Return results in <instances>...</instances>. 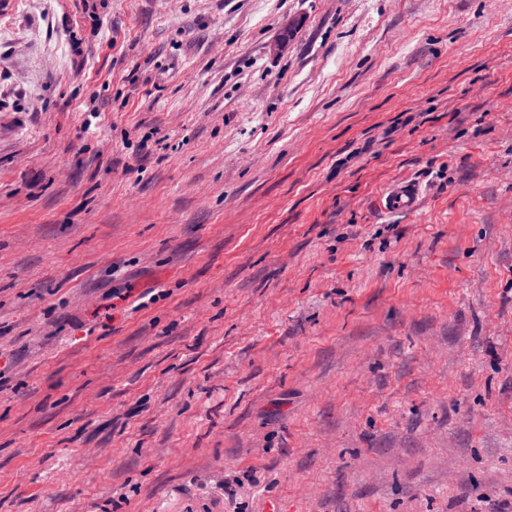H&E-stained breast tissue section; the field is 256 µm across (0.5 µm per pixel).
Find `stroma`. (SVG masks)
<instances>
[{
    "label": "stroma",
    "mask_w": 512,
    "mask_h": 512,
    "mask_svg": "<svg viewBox=\"0 0 512 512\" xmlns=\"http://www.w3.org/2000/svg\"><path fill=\"white\" fill-rule=\"evenodd\" d=\"M4 366L0 512H512V0H0ZM420 200L419 187L412 181L401 180L384 189L377 199V208L384 214H411L418 209Z\"/></svg>",
    "instance_id": "obj_1"
}]
</instances>
